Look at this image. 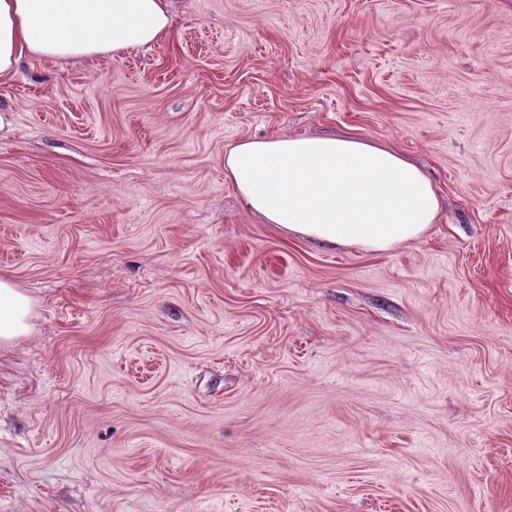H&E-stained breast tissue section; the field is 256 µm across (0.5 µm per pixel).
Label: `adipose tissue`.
I'll list each match as a JSON object with an SVG mask.
<instances>
[{"instance_id": "obj_1", "label": "adipose tissue", "mask_w": 512, "mask_h": 512, "mask_svg": "<svg viewBox=\"0 0 512 512\" xmlns=\"http://www.w3.org/2000/svg\"><path fill=\"white\" fill-rule=\"evenodd\" d=\"M166 0H0V78L23 57L118 58L169 32ZM224 180L266 223L313 241L385 252L420 239L440 211L432 180L404 154L353 136L246 139ZM31 300L0 278V342L27 335Z\"/></svg>"}]
</instances>
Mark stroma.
Instances as JSON below:
<instances>
[{
	"instance_id": "obj_1",
	"label": "stroma",
	"mask_w": 512,
	"mask_h": 512,
	"mask_svg": "<svg viewBox=\"0 0 512 512\" xmlns=\"http://www.w3.org/2000/svg\"><path fill=\"white\" fill-rule=\"evenodd\" d=\"M437 185L387 252L239 203L245 138ZM0 512H512V0H172L0 79ZM31 306L26 294L0 278V343L28 334Z\"/></svg>"
}]
</instances>
